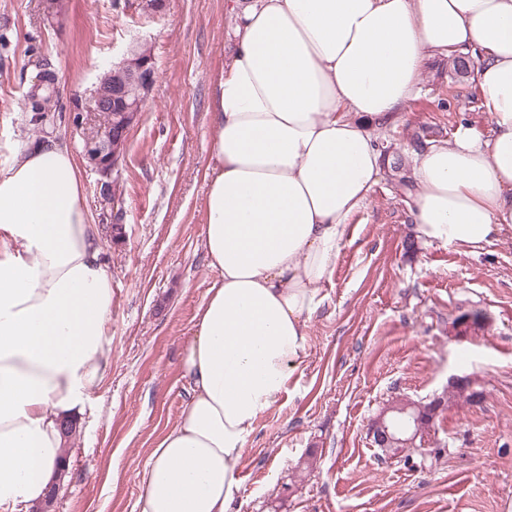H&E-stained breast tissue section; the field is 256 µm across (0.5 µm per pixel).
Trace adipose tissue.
Here are the masks:
<instances>
[{
  "label": "adipose tissue",
  "mask_w": 512,
  "mask_h": 512,
  "mask_svg": "<svg viewBox=\"0 0 512 512\" xmlns=\"http://www.w3.org/2000/svg\"><path fill=\"white\" fill-rule=\"evenodd\" d=\"M203 245L217 278L184 346L189 399L137 472L136 512H227L258 420L308 349L350 221L388 162L376 136L429 60L475 57L490 133L459 123L413 162L418 238L478 248L512 226V0H227ZM112 278L71 150L0 168V512H32L63 421L112 364Z\"/></svg>",
  "instance_id": "obj_1"
}]
</instances>
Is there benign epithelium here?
I'll use <instances>...</instances> for the list:
<instances>
[{"mask_svg":"<svg viewBox=\"0 0 512 512\" xmlns=\"http://www.w3.org/2000/svg\"><path fill=\"white\" fill-rule=\"evenodd\" d=\"M157 69L150 58H141L134 46H129L119 61L113 63L87 92L72 101L71 125L82 135V154L89 165L100 176V192L111 199L107 179L122 159L121 140L110 128L99 126L96 114L105 106L106 100L120 111L124 131L131 130L139 117V110L151 94L157 81ZM141 91L139 100L127 101L129 88ZM449 383L461 387L459 398L465 401L479 399L480 391L473 387L468 377L452 376ZM445 400L437 397L424 404L410 399H399L386 405L371 421L369 434L374 445L386 456L397 458L405 448H422L425 437Z\"/></svg>","mask_w":512,"mask_h":512,"instance_id":"benign-epithelium-1","label":"benign epithelium"}]
</instances>
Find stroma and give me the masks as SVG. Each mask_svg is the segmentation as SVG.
<instances>
[{
	"mask_svg": "<svg viewBox=\"0 0 512 512\" xmlns=\"http://www.w3.org/2000/svg\"><path fill=\"white\" fill-rule=\"evenodd\" d=\"M225 0H168L147 18L114 0H65L49 26L42 0H0V168L38 135L20 103L28 48L58 55L63 101L84 94L129 42L152 47L154 89L113 177L126 236L112 241L98 176L77 167L112 276V368L93 391L65 452L71 467L53 512H134L136 472L188 398L180 357L217 277L203 248L209 110L232 48ZM490 125L474 76L430 61L418 98L379 135L413 157V138L450 140L457 124ZM396 181L383 176L351 219L308 324V356L247 445L228 512H512V233L479 249L419 243ZM480 312L469 339L450 338ZM453 375L484 389L450 404L426 448L390 459L369 425L389 401L424 400Z\"/></svg>",
	"mask_w": 512,
	"mask_h": 512,
	"instance_id": "stroma-1",
	"label": "stroma"
}]
</instances>
